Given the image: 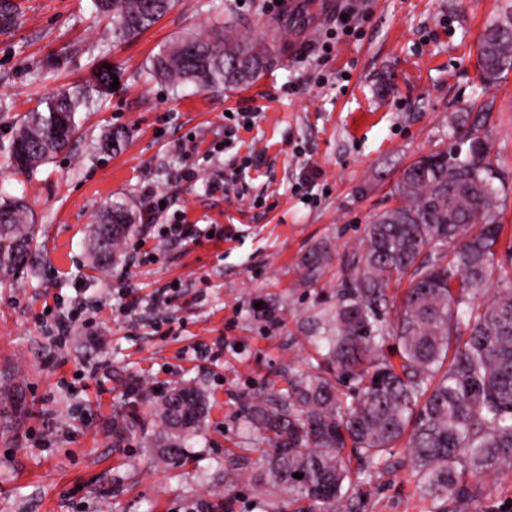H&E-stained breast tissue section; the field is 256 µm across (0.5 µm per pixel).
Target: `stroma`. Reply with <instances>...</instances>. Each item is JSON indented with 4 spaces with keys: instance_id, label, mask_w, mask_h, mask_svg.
<instances>
[{
    "instance_id": "stroma-1",
    "label": "stroma",
    "mask_w": 512,
    "mask_h": 512,
    "mask_svg": "<svg viewBox=\"0 0 512 512\" xmlns=\"http://www.w3.org/2000/svg\"><path fill=\"white\" fill-rule=\"evenodd\" d=\"M18 2L17 26L0 31V148L56 88L106 67L119 85L35 176L13 173L0 151V192L36 216L29 269L0 284V512H203L227 497L233 512H272L277 498L253 489L263 441L243 412L315 356L311 320L335 306L365 227L394 205L403 170L455 144L464 130L453 113L476 110L512 174V74L487 89L476 76L479 40L505 0H283L274 12L268 0H176L122 43L90 0ZM228 15L275 51L255 82L200 91L145 74L164 44ZM49 60L59 69L45 80ZM229 112L249 125L236 147L213 153ZM111 128L127 133L120 150L102 144ZM154 196L167 213H147ZM116 199L136 212L129 239L143 250L120 252L101 274L88 235ZM173 216L216 234L159 244L152 227ZM318 247L330 260L317 282L302 283L301 261ZM123 275L143 297L173 288L172 306L125 315ZM78 295L102 340L73 333L46 362L55 328L44 303ZM219 337L223 359L202 358L199 348ZM185 383L205 392L209 413L185 441L184 464L170 467L151 446L163 430L154 392ZM120 414L128 428L118 435ZM243 458L244 469L225 471ZM359 492L361 512L430 508L406 467L366 472Z\"/></svg>"
}]
</instances>
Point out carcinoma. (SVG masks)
I'll return each mask as SVG.
<instances>
[{"mask_svg": "<svg viewBox=\"0 0 512 512\" xmlns=\"http://www.w3.org/2000/svg\"><path fill=\"white\" fill-rule=\"evenodd\" d=\"M91 3L95 13L112 16L118 38L143 33L172 7V0ZM18 15L16 4L0 0V29ZM272 61L267 46L227 20L205 35L177 38L147 69L174 87L223 89L253 83ZM477 68L484 86L512 71V11L486 28ZM112 81V71L104 70L90 83L41 99L3 147L8 161L21 156V173L36 174L68 147L80 114ZM506 184L485 134L405 168L393 190L396 205L367 226L361 257L318 326V357L287 387L246 409L247 422L268 445L257 489L285 494L289 512H359L361 470L351 460L379 471L406 464L434 512H464L486 500L490 478L512 475V263H495ZM135 221L122 201L102 210L90 239L99 272L112 265ZM34 239L27 204L0 196V277L23 272ZM327 259V252L312 251L303 281L315 280ZM405 275L410 286L389 320L388 288ZM492 281L494 293L475 302ZM338 381L347 391L337 389ZM155 411L169 430L159 448L177 463L184 458L180 439L204 418L205 396L193 385L175 387Z\"/></svg>", "mask_w": 512, "mask_h": 512, "instance_id": "carcinoma-1", "label": "carcinoma"}]
</instances>
